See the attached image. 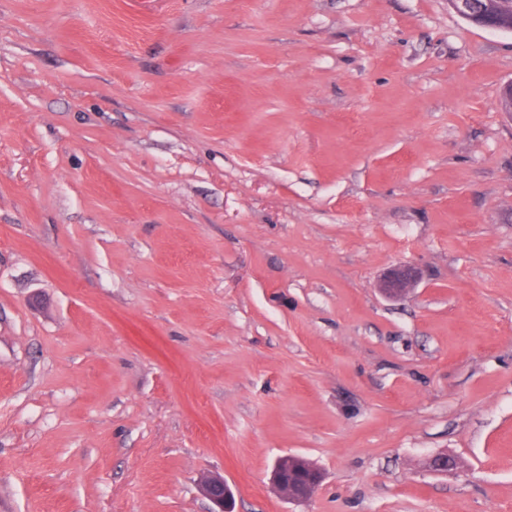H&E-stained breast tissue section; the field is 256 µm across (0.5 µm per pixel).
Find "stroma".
Instances as JSON below:
<instances>
[{
  "instance_id": "stroma-1",
  "label": "stroma",
  "mask_w": 512,
  "mask_h": 512,
  "mask_svg": "<svg viewBox=\"0 0 512 512\" xmlns=\"http://www.w3.org/2000/svg\"><path fill=\"white\" fill-rule=\"evenodd\" d=\"M509 82L448 0H0V512H512ZM418 280L419 272L415 267L411 265L397 266L384 276L381 291L386 297L397 299L414 288ZM321 481V472L299 456H282L273 466V487L279 497L289 502L309 500L317 491ZM202 495L207 498L213 507L210 512H233V492L220 475H206L199 485Z\"/></svg>"
}]
</instances>
